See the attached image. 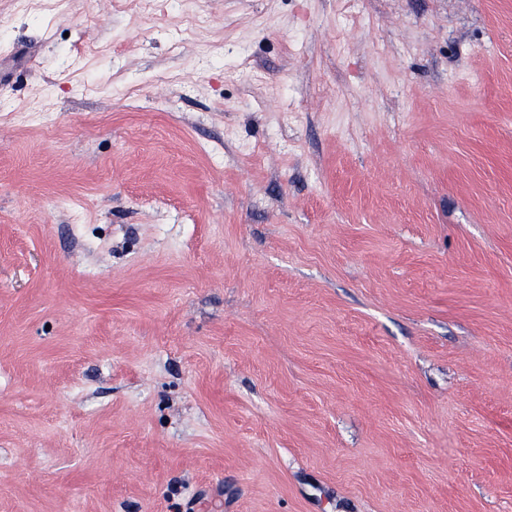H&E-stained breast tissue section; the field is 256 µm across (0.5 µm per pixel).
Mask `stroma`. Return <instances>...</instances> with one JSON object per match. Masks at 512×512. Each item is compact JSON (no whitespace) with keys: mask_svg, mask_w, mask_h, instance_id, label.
I'll use <instances>...</instances> for the list:
<instances>
[{"mask_svg":"<svg viewBox=\"0 0 512 512\" xmlns=\"http://www.w3.org/2000/svg\"><path fill=\"white\" fill-rule=\"evenodd\" d=\"M0 512H512V0H0Z\"/></svg>","mask_w":512,"mask_h":512,"instance_id":"stroma-1","label":"stroma"}]
</instances>
